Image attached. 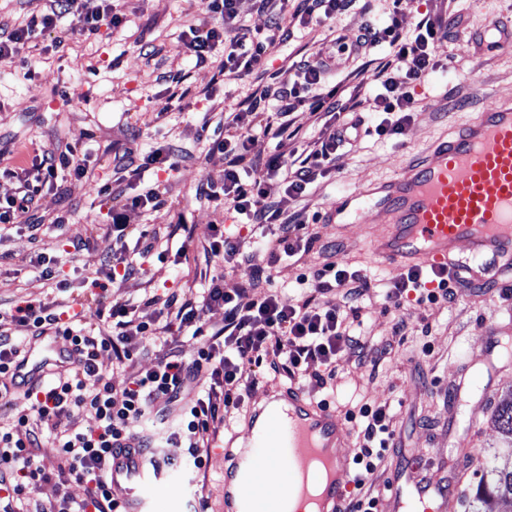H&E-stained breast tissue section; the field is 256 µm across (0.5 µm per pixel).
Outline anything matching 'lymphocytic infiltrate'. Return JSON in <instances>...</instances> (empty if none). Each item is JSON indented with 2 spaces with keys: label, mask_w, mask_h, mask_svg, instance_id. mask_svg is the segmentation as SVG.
<instances>
[{
  "label": "lymphocytic infiltrate",
  "mask_w": 512,
  "mask_h": 512,
  "mask_svg": "<svg viewBox=\"0 0 512 512\" xmlns=\"http://www.w3.org/2000/svg\"><path fill=\"white\" fill-rule=\"evenodd\" d=\"M55 8L30 16L27 24L0 36V61L20 57L25 46L54 29L59 12L73 16V28L89 37L101 26L119 28L123 14L113 0H56ZM282 19L300 26H329L351 0H301L290 7L279 0ZM386 20L364 40L365 49H383L373 79L374 122L372 134L388 140L404 134L411 120L412 91L431 72L447 65L440 47L447 39L441 23L424 20L414 29H404L399 20L401 0H380ZM205 10L214 24L210 28H189L184 33L187 49L205 58L216 46H223L218 65L220 75L238 80L260 65L264 54L277 46L285 30L280 22L253 36L244 32L239 0H205ZM336 67L330 44L318 50L316 62L296 65L278 86L267 87L265 96L274 100L272 111L253 109L233 112L202 140L206 153L224 155L223 177L205 178L199 188L215 207L235 215V228L223 230L212 225L204 251L217 258L224 269L241 275L239 287L226 289L224 277L213 276L208 287L188 300L168 296L164 301L148 299L138 306L119 299L98 298L99 319L111 323L108 333L76 330L75 319L62 305L40 300L28 301L11 312H0V374L8 372L19 344L12 340L10 325L27 327L33 335L46 332L65 337L79 353L77 365L65 375L51 379L48 386L25 390L26 406L17 408L11 420L0 425V512H125L111 492L108 478L114 450L139 443L154 447V440L139 431L145 420L172 419L176 429L171 438L185 448L194 473H201L210 443L220 427L230 425L243 407L257 372L267 368L293 379L313 375L320 386L336 377L334 364L341 353H363L359 334V300L371 286L369 277L351 266L329 262L308 269L296 278L297 289L287 293L277 288L273 271L285 258L311 251L317 241L306 220L288 217L290 204L307 196L313 184L336 166L341 146L358 138V125L338 90L328 87L329 74ZM319 112L324 121L310 141L289 155H271L265 163L251 156L255 132L272 138H297L286 124L287 113L302 106ZM88 157L73 146L43 152L31 167H6L0 175L16 179L20 193L0 199V224L20 225L35 203L39 188H54L59 178L81 177ZM166 191L157 180L128 197L125 213L113 216L112 258L93 287L105 289L116 280L140 274L141 254L166 260L170 247L152 228L153 216ZM143 224L142 250L129 248L126 237L131 219ZM264 264H256V254ZM467 272L457 270L409 269L389 284L386 299L393 306L412 301L417 304H448L458 286L469 284ZM342 291L348 302L340 309L326 302V294ZM219 306L224 323L204 327L201 314ZM196 343V353L185 358L179 348L183 339ZM159 344L153 367H137L144 344ZM112 354L113 375L99 368L101 352ZM96 420L91 430L77 426L79 415ZM356 426L359 451L354 457L356 478L346 512H377L378 500L367 486L383 460L394 448V430L386 406L363 402L346 412ZM47 431L58 448L55 468L36 460L38 431ZM56 480L58 498L51 509L31 503L33 489ZM86 487V496L75 500L70 483Z\"/></svg>",
  "instance_id": "1"
}]
</instances>
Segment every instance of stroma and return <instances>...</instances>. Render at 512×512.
Segmentation results:
<instances>
[{
	"label": "stroma",
	"instance_id": "obj_1",
	"mask_svg": "<svg viewBox=\"0 0 512 512\" xmlns=\"http://www.w3.org/2000/svg\"><path fill=\"white\" fill-rule=\"evenodd\" d=\"M117 8L126 17L121 28L104 27L88 39L73 33L70 16L63 15L22 58L0 64V158L27 166L36 149L69 143L95 161L91 179L68 177L58 190L40 192L28 225L0 236V252L12 255L11 263L0 265V310L45 298L35 262L42 253L56 258L70 284L69 291L56 293L57 302L80 299L81 326L104 328L95 315L91 282L112 247L111 213L124 209L126 197L116 193L101 199L92 186L113 182L124 154L155 145L172 147L179 163L168 177L166 203L154 223L185 253L175 262L145 257V277L116 282L110 294L134 303L174 291L187 295L218 273L225 288L237 287L239 275L223 272L202 248L210 225L227 226L231 219L196 194L204 177L224 173L223 154L203 156L197 135L203 124H217L226 113L252 105L255 90L310 57L331 34L321 26L294 29L278 52L235 81L185 45L189 27L213 23L203 0H118ZM459 9L462 21L449 26L444 44L448 65L417 86L404 135L386 143L363 135L341 147L335 168L296 203V210L320 213L340 193L357 194L395 177L408 156L481 111L489 97H512V54L481 51L468 40L472 30L512 17V0H461ZM382 22L376 0H356L337 16L335 32L353 39ZM62 214L69 222L60 229L54 220ZM371 221L363 212L346 224L312 225L318 238L313 250L301 263L283 261L275 282L288 285L302 267L317 269L333 261L363 269L372 282L360 301L372 353L362 360L347 354L337 358L336 407L343 412L362 399L389 405L395 436L411 463L432 459L439 476L472 479L478 459L499 445L493 410L512 391V297L504 293L512 276L458 288L447 306L393 307L385 292L395 271L376 262L366 248ZM74 234L84 236L87 245L71 260L64 243ZM399 322L405 330L398 336ZM162 472L164 482L145 491L150 512H188L195 482L175 442L162 450ZM205 475L209 512H223V436L211 443Z\"/></svg>",
	"mask_w": 512,
	"mask_h": 512
}]
</instances>
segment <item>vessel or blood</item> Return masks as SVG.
Here are the masks:
<instances>
[{"label": "vessel or blood", "mask_w": 512, "mask_h": 512, "mask_svg": "<svg viewBox=\"0 0 512 512\" xmlns=\"http://www.w3.org/2000/svg\"><path fill=\"white\" fill-rule=\"evenodd\" d=\"M480 49L512 50V28L481 29L471 35ZM380 219L368 238L373 257L393 269L468 266L475 277L491 265L512 266V100L491 99L476 118L459 126L412 158L402 174L358 194H339L325 207L331 224L361 211ZM72 347L56 336L27 347L11 373L19 388L45 383L74 367ZM248 437L224 444L225 512H344L352 486L351 433L333 406L291 382L269 390L246 411ZM276 471L284 481L274 493L260 489L258 474ZM148 476L141 449H131L112 465V492L127 512H144L136 490ZM403 470L387 487L390 512H454L457 487L414 474L402 491Z\"/></svg>", "instance_id": "vessel-or-blood-1"}]
</instances>
